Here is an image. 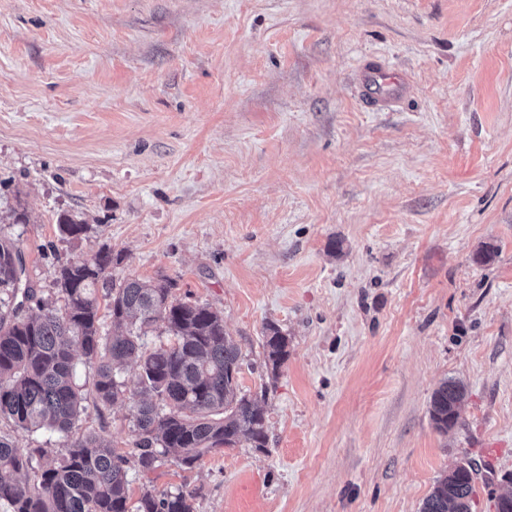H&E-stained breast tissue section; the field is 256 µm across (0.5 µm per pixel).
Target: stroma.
Listing matches in <instances>:
<instances>
[{
    "mask_svg": "<svg viewBox=\"0 0 512 512\" xmlns=\"http://www.w3.org/2000/svg\"><path fill=\"white\" fill-rule=\"evenodd\" d=\"M404 78L370 107L366 62ZM26 276L109 278L221 312L268 443L130 470L194 512H419L475 461L512 493V0H0V212ZM70 216L89 224L62 234ZM493 247L487 264L476 259ZM288 338L265 368L267 326ZM448 378L460 422L435 429ZM76 434L122 450L127 406ZM464 397V384L453 378L444 380L436 388L430 401V416L438 431L448 432L458 425Z\"/></svg>",
    "mask_w": 512,
    "mask_h": 512,
    "instance_id": "stroma-1",
    "label": "stroma"
}]
</instances>
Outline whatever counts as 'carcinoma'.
<instances>
[{"mask_svg": "<svg viewBox=\"0 0 512 512\" xmlns=\"http://www.w3.org/2000/svg\"><path fill=\"white\" fill-rule=\"evenodd\" d=\"M60 230L78 238L90 226L63 217ZM112 265L105 248L62 262L57 306L36 298L20 248L0 234V420L17 431L65 439L46 464L48 449L22 453L0 434V512H194L193 493L182 489L159 496L146 491L130 503V465L145 471L170 457L190 468L243 440L255 448L267 443L265 415L240 389L235 371L242 352L226 335L224 316L177 300L168 279L132 278L107 289L105 317L97 284ZM33 299L37 312H24ZM107 317L116 331L106 329ZM159 322L173 341L150 348L144 338ZM264 348L275 373L288 357V339L271 326ZM78 355L96 365L95 404L128 403L136 436L131 451L118 452L94 434L71 439L87 409L75 379ZM464 397V384L453 378L436 388L430 416L438 431L458 425ZM472 465L463 462L440 476L420 512H472Z\"/></svg>", "mask_w": 512, "mask_h": 512, "instance_id": "obj_1", "label": "carcinoma"}]
</instances>
